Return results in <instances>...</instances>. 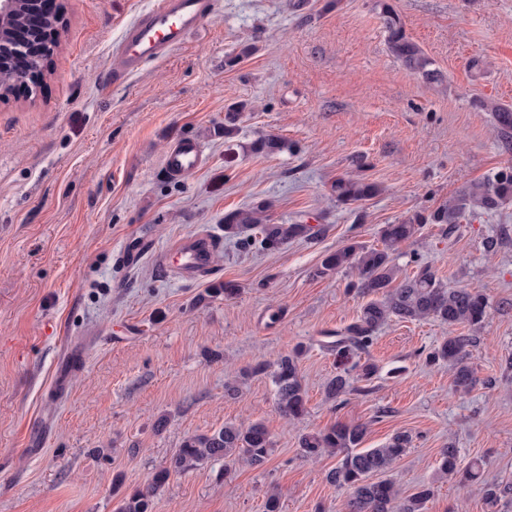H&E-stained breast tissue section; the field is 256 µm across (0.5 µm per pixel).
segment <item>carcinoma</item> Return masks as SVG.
Listing matches in <instances>:
<instances>
[{
  "label": "carcinoma",
  "instance_id": "obj_1",
  "mask_svg": "<svg viewBox=\"0 0 512 512\" xmlns=\"http://www.w3.org/2000/svg\"><path fill=\"white\" fill-rule=\"evenodd\" d=\"M388 50L403 65L427 77H434L429 69L431 60L420 46L406 34L404 24L392 7L380 0ZM36 0H16L13 14L0 20V93H10L17 79L11 60L19 49L28 48L17 33L27 23L35 10ZM481 107L493 113L496 127L504 139L512 137V108L481 101ZM336 202L354 204L367 201L380 192L374 182L352 177H339L333 185ZM512 201V166L501 168L485 178L475 181L429 213H415L394 224L381 227L382 247H366L351 242L328 253L317 274L320 277L341 269L355 272L357 281L350 287L370 297L361 308L357 319L336 334L332 347L341 363L347 365L344 373L331 378L325 387L326 398L337 401L353 390L350 374L361 370L360 380H370L372 369L360 364L361 355L373 343L379 327L391 318L401 321L435 319L449 326L464 325L473 329L481 327L489 317V301L485 294L469 288H447L428 267H423L411 277L398 280L399 269L394 262V252L420 233L426 224L453 226L467 212L494 211ZM267 202L252 203L246 209H236L224 214V230L241 236L243 244L259 245L262 250L278 247L285 241L306 235L304 224H268L265 222ZM472 337L450 335L428 353L429 363L446 362L454 368L453 385L460 393L470 392L477 383L476 373L467 362L468 347ZM301 351L280 357L272 372L276 387L279 412L298 420L306 413V391L299 373ZM366 434L362 424L337 422L319 432L303 436L301 455L318 458L336 455L338 461L327 475L330 483L350 491L346 512H425L434 494L432 487L420 485L412 494L403 497L400 489L388 479L373 480L391 470L406 454L409 436L395 434L384 446L363 448ZM273 452L271 435L262 422L248 426L226 424L210 433L187 437L173 454L169 464L157 470L151 480L129 494H119V484H114L112 495L117 497L115 512H153L155 498L173 473H186L212 461L242 462L249 466L264 465ZM439 473L443 477L460 478L462 482L482 485L483 498L491 510L497 508L501 498L512 494V486L490 483L483 478L479 461L461 468L457 449L445 448L440 453Z\"/></svg>",
  "mask_w": 512,
  "mask_h": 512
}]
</instances>
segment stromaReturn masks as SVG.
<instances>
[{
    "instance_id": "stroma-1",
    "label": "stroma",
    "mask_w": 512,
    "mask_h": 512,
    "mask_svg": "<svg viewBox=\"0 0 512 512\" xmlns=\"http://www.w3.org/2000/svg\"><path fill=\"white\" fill-rule=\"evenodd\" d=\"M327 2L220 0L185 44L116 85L112 49L153 0H65L49 73L0 97V512H113L115 475L131 492L186 437L252 421L273 443L262 467L215 461L172 475L154 512H262L273 492L282 512H343L349 492L327 479L336 457L299 450L303 434L337 422L366 425L367 448L409 435L387 477L406 495L432 484L427 512H488L479 486L440 476L448 446L512 485V372L501 366L512 355V203L426 225L395 254L401 275L425 264L446 287L486 293L485 324L389 321L367 355L376 374L338 406L325 394L341 369L329 338L365 298L347 288L352 271L316 275L327 253L380 246L382 225L512 165V143L481 106H512V0H388L431 78L391 55L377 0ZM183 136L202 141L206 163L174 178L163 155ZM269 136L288 150L256 152ZM341 175L381 192L338 204ZM259 200L269 223L312 235L241 246L224 215ZM200 230L221 243L207 279L158 265ZM228 281L230 298L219 292ZM451 333L475 339L467 394L448 365L425 363ZM297 346L307 412L290 421L270 375L248 370ZM70 350L85 360L65 372Z\"/></svg>"
}]
</instances>
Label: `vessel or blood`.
Returning a JSON list of instances; mask_svg holds the SVG:
<instances>
[{
  "mask_svg": "<svg viewBox=\"0 0 512 512\" xmlns=\"http://www.w3.org/2000/svg\"><path fill=\"white\" fill-rule=\"evenodd\" d=\"M217 8V0H158L154 7L140 13L126 26L110 59L113 82L122 81L145 62L161 58L183 45ZM204 159L202 144L184 137L167 148L163 166L170 176L180 177L201 168ZM219 249L220 243L212 235L197 232L176 239L165 255L175 258L174 268L183 279L198 281L213 269Z\"/></svg>",
  "mask_w": 512,
  "mask_h": 512,
  "instance_id": "b4317fda",
  "label": "vessel or blood"
}]
</instances>
